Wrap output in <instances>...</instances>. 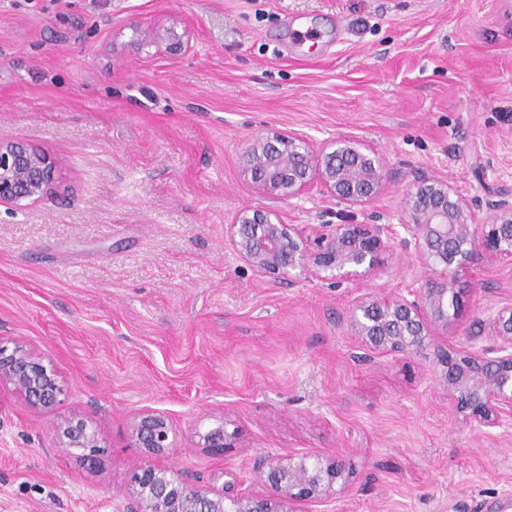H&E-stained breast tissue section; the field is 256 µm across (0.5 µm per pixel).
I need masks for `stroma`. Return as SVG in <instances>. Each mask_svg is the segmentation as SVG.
Listing matches in <instances>:
<instances>
[{"label": "stroma", "mask_w": 512, "mask_h": 512, "mask_svg": "<svg viewBox=\"0 0 512 512\" xmlns=\"http://www.w3.org/2000/svg\"><path fill=\"white\" fill-rule=\"evenodd\" d=\"M191 25L178 58L145 57L114 23ZM322 32L297 44L298 26ZM339 134L397 174L375 200L256 194L242 155L259 135ZM55 161V193L0 204V336L45 353L69 410L95 424L96 470L54 452L50 416L0 390V512H123L127 422L166 414L161 462L204 478L236 471L257 492L265 451L336 456L356 474L334 512H512V426L471 430L429 359L366 357L344 317L352 288L272 281L224 246L244 207L289 224L408 220L416 172L466 197L512 189V0H0V139ZM483 169L474 172L472 162ZM393 252L365 290L421 287ZM460 342L512 300V270L485 261ZM225 417L223 455L184 433Z\"/></svg>", "instance_id": "obj_1"}]
</instances>
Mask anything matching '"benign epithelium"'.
I'll use <instances>...</instances> for the list:
<instances>
[{"mask_svg":"<svg viewBox=\"0 0 512 512\" xmlns=\"http://www.w3.org/2000/svg\"><path fill=\"white\" fill-rule=\"evenodd\" d=\"M129 44L170 57L187 52L192 30L171 17L161 22H122ZM244 176L263 196L292 200L316 187L341 203L365 204L395 179L380 154L357 136L345 134L314 147L297 131L260 135L243 158ZM59 173L50 155L24 139L0 141V203L35 204L56 189ZM484 209L487 221L474 219ZM411 221L383 224H287L279 212L245 207L224 225V243L237 258L274 281L303 277L332 288L359 285L381 272L398 247L427 272L425 282L405 293L363 291L346 313L352 334L368 355L396 358L432 351L439 384L465 423L487 433L512 422V303L486 319L490 343L474 340L448 346L459 329L473 283L458 287L455 274L488 256L512 267V193L482 199L460 195L448 179L422 171L406 193ZM0 388L9 389L31 411L52 414L51 434L60 455H77L84 466L100 465L101 445L92 422L64 410L70 388L57 367L37 348L0 337ZM130 446L144 460L133 465L125 486L126 512H330L328 506L350 485L342 460L306 453L266 452L258 458L263 491L246 493L232 470L224 482L204 480L159 466L154 458L176 447L167 415L143 409L127 425ZM198 448L221 454L235 447L224 421L201 430L191 424Z\"/></svg>","mask_w":512,"mask_h":512,"instance_id":"1","label":"benign epithelium"}]
</instances>
